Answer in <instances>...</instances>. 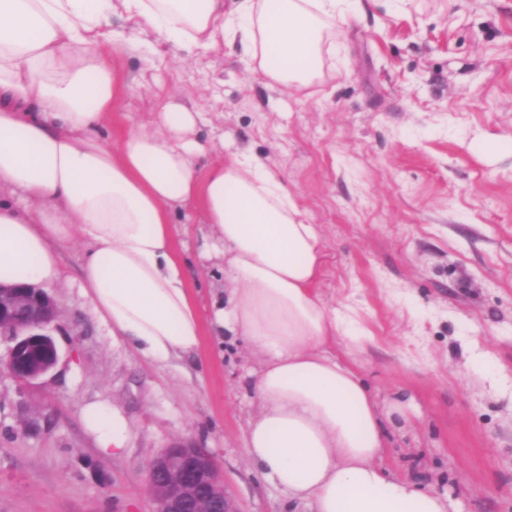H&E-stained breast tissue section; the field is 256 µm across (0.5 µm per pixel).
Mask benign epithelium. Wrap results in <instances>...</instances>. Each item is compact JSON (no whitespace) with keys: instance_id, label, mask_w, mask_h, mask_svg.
<instances>
[{"instance_id":"benign-epithelium-1","label":"benign epithelium","mask_w":512,"mask_h":512,"mask_svg":"<svg viewBox=\"0 0 512 512\" xmlns=\"http://www.w3.org/2000/svg\"><path fill=\"white\" fill-rule=\"evenodd\" d=\"M57 303L35 286L0 284V377L29 382L53 370L59 352L52 332ZM154 512H240L214 458L189 442L165 448L147 466Z\"/></svg>"}]
</instances>
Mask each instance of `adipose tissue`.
Returning a JSON list of instances; mask_svg holds the SVG:
<instances>
[{
    "label": "adipose tissue",
    "mask_w": 512,
    "mask_h": 512,
    "mask_svg": "<svg viewBox=\"0 0 512 512\" xmlns=\"http://www.w3.org/2000/svg\"><path fill=\"white\" fill-rule=\"evenodd\" d=\"M357 0H0V283L61 279L60 249L84 246V292L112 336L167 363L200 351L206 329L247 338L258 409L249 462L305 512H454L447 495L390 478L377 403L337 358L367 334L317 292L325 255L298 196L252 153L198 168L195 115L167 106L156 128L100 134L131 79L104 48L138 31L209 51L238 40L251 66L291 92L322 76L323 48ZM133 21L112 28L113 16ZM28 207H19V200ZM200 208L226 290L202 316L176 240L177 211ZM106 453L122 419L85 412Z\"/></svg>",
    "instance_id": "ef3b65f1"
}]
</instances>
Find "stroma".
Segmentation results:
<instances>
[{
    "mask_svg": "<svg viewBox=\"0 0 512 512\" xmlns=\"http://www.w3.org/2000/svg\"><path fill=\"white\" fill-rule=\"evenodd\" d=\"M360 4L322 83L296 95L238 44L188 54L145 34L116 51L138 83L112 130L154 125L179 103L196 111L201 143L249 148L296 190L327 254L322 298L371 335L336 353L375 396L387 472L462 512H512V0ZM174 220L192 226L178 249L209 314L223 261L200 256V212ZM82 254L62 249V280L47 288L57 366L0 379V512H151L147 464L180 440L213 456L242 512H295L243 448L251 346L209 333L195 356L139 358L85 295ZM91 405L126 422L121 452L99 448Z\"/></svg>",
    "mask_w": 512,
    "mask_h": 512,
    "instance_id": "35a3bbf8",
    "label": "stroma"
}]
</instances>
